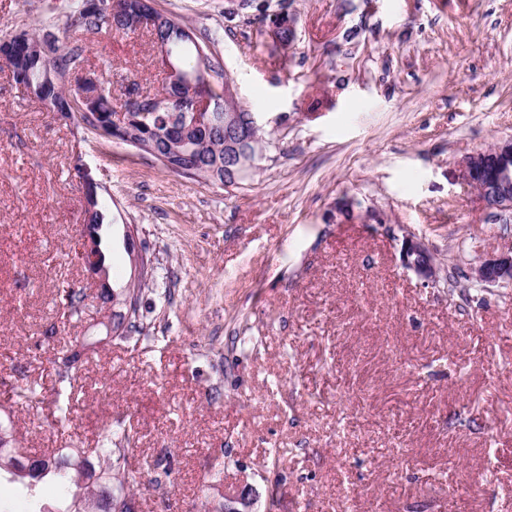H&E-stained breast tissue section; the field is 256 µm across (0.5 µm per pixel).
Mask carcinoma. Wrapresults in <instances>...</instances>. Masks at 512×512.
I'll return each mask as SVG.
<instances>
[{"label": "carcinoma", "mask_w": 512, "mask_h": 512, "mask_svg": "<svg viewBox=\"0 0 512 512\" xmlns=\"http://www.w3.org/2000/svg\"><path fill=\"white\" fill-rule=\"evenodd\" d=\"M86 0H73L68 16V28L72 33H99L106 31L113 35L127 36L139 30L141 18L154 15L162 22L157 33L170 40L171 58L175 66L184 71L188 78H196L200 66V53H205L209 62L208 76L211 78L209 95L211 99L210 127L193 133L189 142L182 147L183 165L186 172L182 176L191 179L216 181L224 180V127L230 114L240 117L248 115V110L239 99L226 95V86L231 78L226 73L219 58L209 45L194 35L183 33L187 25L181 18L170 13L164 14L141 0H131L130 11L122 19L112 17L103 10H90ZM251 9L258 12V18L265 25L276 21L280 11L290 5L288 0H250ZM44 41L45 49L29 51L25 49L28 39ZM15 47L12 62L14 83L28 90L37 84L45 72L51 71L55 77H71L68 82H54L42 85L38 100L59 120L74 119L75 106L81 101L91 102L90 112L97 114L96 120L108 133L119 138L122 144L127 141L149 139L160 154H165L170 144L178 142L179 130L194 121V115L184 112L180 104L189 100L190 86L187 83L177 88L162 85L157 94H170L177 97L172 103L159 106H146L140 112H131L128 123L118 126L113 117L121 107L107 88L105 73L91 72L95 80L84 78L85 47L79 40H61L48 26L40 32L22 30L10 37ZM154 274L142 266L138 269V282L133 285L114 286L106 293L112 299V307L117 310L112 321V335L121 338L136 328V320L142 303L143 291L153 281ZM87 298L84 288L63 290L61 302L74 313L78 312ZM81 353L70 350L63 354L61 363L64 374L61 382L72 384L81 372ZM126 448L114 445L112 436H107L101 447L92 451L85 448H56L47 454L33 456V462L26 474L19 479L27 486H37L47 480H55L68 492V504L57 512H124L118 505L133 494L135 476L126 472Z\"/></svg>", "instance_id": "1"}]
</instances>
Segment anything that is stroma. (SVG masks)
Here are the masks:
<instances>
[{"mask_svg":"<svg viewBox=\"0 0 512 512\" xmlns=\"http://www.w3.org/2000/svg\"><path fill=\"white\" fill-rule=\"evenodd\" d=\"M70 3L0 0V39L64 32ZM154 6L209 42L267 145L239 186L191 180L58 120L0 68V408L22 448L131 429L138 512H212L217 471L255 512H512V285L459 297L480 257L512 251V220L461 168L512 138V0H291L284 54L224 0ZM85 55L112 91L161 84L144 32L99 33ZM79 165L155 266L125 340L100 333L94 300L62 315L60 289L86 283ZM407 235L455 285L403 268ZM62 496L0 478V512Z\"/></svg>","mask_w":512,"mask_h":512,"instance_id":"1","label":"stroma"}]
</instances>
